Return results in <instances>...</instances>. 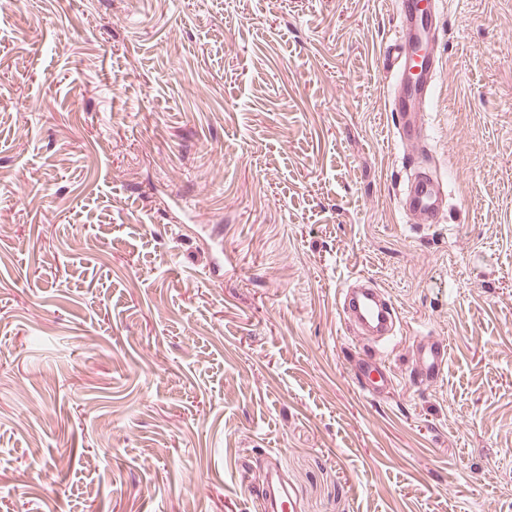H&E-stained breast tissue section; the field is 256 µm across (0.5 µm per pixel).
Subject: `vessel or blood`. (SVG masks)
I'll list each match as a JSON object with an SVG mask.
<instances>
[{"label": "vessel or blood", "mask_w": 512, "mask_h": 512, "mask_svg": "<svg viewBox=\"0 0 512 512\" xmlns=\"http://www.w3.org/2000/svg\"><path fill=\"white\" fill-rule=\"evenodd\" d=\"M441 0H396L398 36L384 51L393 79L387 86L391 110L395 115L397 138L421 137L425 134L423 115L417 107L432 92L441 66L430 50L438 36L435 16ZM402 210H416L426 215L429 223H441L448 210L441 183L425 172H416L399 195ZM341 307L346 322L359 331L380 339L393 337L398 314L389 297L359 280L357 287L346 289ZM446 342L424 344L421 362L416 369L419 381L442 378L448 367ZM355 383L366 397L381 399L390 381L376 374L374 367L360 359L352 365ZM266 512H285L289 501L287 486L273 481L262 491Z\"/></svg>", "instance_id": "b4317fda"}]
</instances>
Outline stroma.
Instances as JSON below:
<instances>
[{"instance_id":"stroma-1","label":"stroma","mask_w":512,"mask_h":512,"mask_svg":"<svg viewBox=\"0 0 512 512\" xmlns=\"http://www.w3.org/2000/svg\"><path fill=\"white\" fill-rule=\"evenodd\" d=\"M0 0V512H512V0ZM443 223L404 213L411 173ZM399 313L378 402L339 290ZM447 340L446 376L409 374ZM422 2L396 0L398 37L384 51L385 71L394 77L387 91L397 139L425 135L423 112H416V106L432 92L441 70L428 48L438 37L435 15L442 1ZM403 211L416 210L426 215L429 224H440L448 210L446 194L441 183L418 170L399 195ZM355 383L362 394L372 400L380 401L384 389L389 386L390 379L381 373L366 360L358 359L352 364ZM377 373L378 377L374 374ZM261 497L266 503L265 511L284 512L289 501L288 487L281 482L272 480L262 491Z\"/></svg>"}]
</instances>
